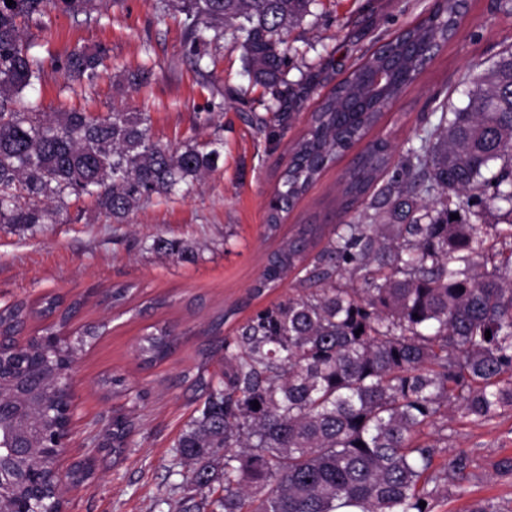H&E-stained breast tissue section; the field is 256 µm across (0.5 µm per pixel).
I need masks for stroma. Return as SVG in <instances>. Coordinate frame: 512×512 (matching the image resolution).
<instances>
[{"label":"stroma","mask_w":512,"mask_h":512,"mask_svg":"<svg viewBox=\"0 0 512 512\" xmlns=\"http://www.w3.org/2000/svg\"><path fill=\"white\" fill-rule=\"evenodd\" d=\"M432 0H315L310 13L287 35L288 79L292 89L280 109L243 69L242 51L231 41L195 62L184 46V16L163 14L155 0H109L91 21H75L50 10L47 27L34 32L44 59L42 80L28 101L43 111L76 108L93 113L108 107L148 113L154 141L183 147L205 144L219 151L217 168L189 191L153 198L112 224L89 199L68 198L59 223L32 229L0 225V307L37 301L56 293L83 299L66 335L95 327L96 336L72 369L76 410L60 472L88 463L85 482H64V512H173L174 500L191 494V473L174 443L206 391L202 380L218 377L224 355L212 352L215 337L205 330L217 315L230 338L259 311L285 299V280L262 295L250 289L268 255L299 224H338L336 197L352 161L344 155L327 168L296 203L278 236L265 233L268 200L288 161V150L305 132L310 115L328 92L381 42L419 21ZM512 36V15L498 0H468L456 37L443 47L369 132L396 151L436 124L441 101L463 99L459 80L475 59H489ZM106 45L109 58L94 84H67L55 63L77 49ZM146 69L149 80L132 88L128 74ZM211 125H204L205 117ZM181 241L186 257L148 250L154 238ZM125 285L126 299L104 296ZM177 335L175 351L163 362L144 365L138 356L143 335L153 326ZM124 378L122 390L102 386L103 378ZM131 429L130 447H104L115 418ZM452 446L439 449L434 463L466 454L472 460L464 480L449 486L435 512H468L477 501L512 508V409L484 422H454Z\"/></svg>","instance_id":"stroma-1"}]
</instances>
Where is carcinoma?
<instances>
[{
	"mask_svg": "<svg viewBox=\"0 0 512 512\" xmlns=\"http://www.w3.org/2000/svg\"><path fill=\"white\" fill-rule=\"evenodd\" d=\"M313 2L177 0V7L196 63L201 48L228 34L246 72L279 101L280 87L288 86L285 33ZM50 7L88 21L98 0H0V224H56L70 196L93 198L111 223L124 224L153 197L215 169L214 150L153 140L145 112L49 114L22 103L44 68L18 21L44 29ZM466 9V0H433L426 16L384 40L320 101L291 149L266 231H277L322 172L365 139L456 37ZM107 57L101 45L75 51L58 69L91 86ZM379 72L387 79L375 88ZM462 85L466 101L423 130L386 185L377 187L395 148L378 139L356 154L337 209L360 220L329 232L299 224L269 256L253 295L291 275L296 293L224 340V372L209 382L174 444L201 491L198 499L181 498L176 512H434L469 461L460 456L435 469L438 442L416 439L436 427L447 443L457 418L482 422L512 407V221L451 219L456 199L490 185L491 201L508 203L512 216V44L489 64L472 62ZM490 238L501 250L489 252ZM151 249L186 252L161 237ZM347 272L360 273L361 285L338 286ZM79 306L46 295L0 308V335L56 312L63 326ZM93 336L89 327L60 341L56 365L41 364L34 387L26 386L28 361H19L10 343L0 346V400L18 407L0 419V432L26 443L3 455L12 469L41 476L55 512L64 506L58 452L47 447L51 431L64 425L55 371L70 369ZM174 341L167 326L147 333L142 361H164ZM129 437L127 423L113 420L107 444L124 448ZM30 495L23 482L0 485V512Z\"/></svg>",
	"mask_w": 512,
	"mask_h": 512,
	"instance_id": "carcinoma-1",
	"label": "carcinoma"
}]
</instances>
